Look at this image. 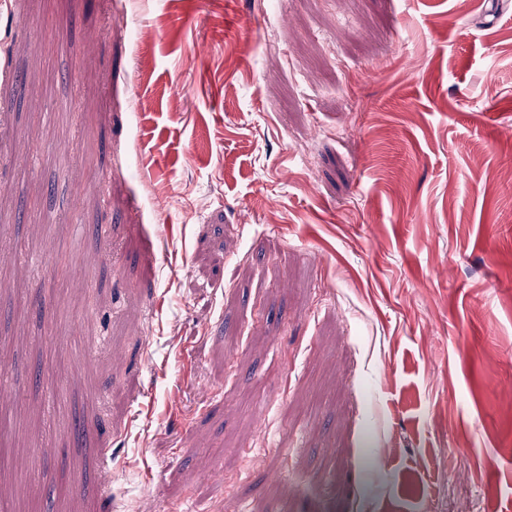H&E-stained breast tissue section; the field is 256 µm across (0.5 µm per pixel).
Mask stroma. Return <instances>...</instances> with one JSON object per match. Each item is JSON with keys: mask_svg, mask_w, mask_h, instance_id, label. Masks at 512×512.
Returning <instances> with one entry per match:
<instances>
[{"mask_svg": "<svg viewBox=\"0 0 512 512\" xmlns=\"http://www.w3.org/2000/svg\"><path fill=\"white\" fill-rule=\"evenodd\" d=\"M4 46L0 512H512V0H0Z\"/></svg>", "mask_w": 512, "mask_h": 512, "instance_id": "obj_1", "label": "stroma"}]
</instances>
